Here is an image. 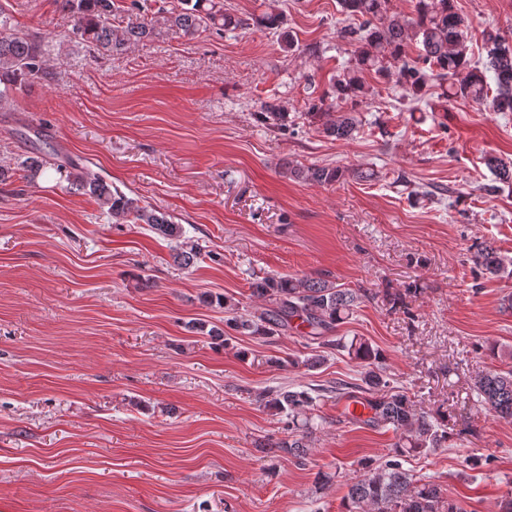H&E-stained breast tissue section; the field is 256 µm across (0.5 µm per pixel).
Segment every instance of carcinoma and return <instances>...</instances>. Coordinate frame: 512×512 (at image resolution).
Instances as JSON below:
<instances>
[{"mask_svg":"<svg viewBox=\"0 0 512 512\" xmlns=\"http://www.w3.org/2000/svg\"><path fill=\"white\" fill-rule=\"evenodd\" d=\"M70 15V36L98 52H123L160 33L177 28L193 36L213 31L223 34L243 22L224 11L221 0H180L181 7L137 24L126 23L121 12L144 10L140 0H130L119 8L115 0H55ZM277 0L257 21L267 29H277L283 15ZM390 0H339L343 12L355 19L340 37L355 46L354 64L330 79V90L318 97L313 108L323 112L322 132L337 140H349L357 131L353 106L368 93L361 77L364 71L385 78L395 75L406 95L416 99L432 86H446L445 97H462L497 112H512V40L498 31L484 32L486 62L483 68L469 65L468 20L458 13L453 0H416L415 15L389 14ZM419 45L411 59L406 48ZM45 38L12 29L10 16L0 7V105L10 92L31 80L50 76ZM260 118L279 129L288 126V112L278 103H267ZM497 183L512 186V163L497 157L487 159ZM66 173L77 189L96 198L115 219L146 224L170 239L183 235L182 225L172 222L155 208L141 204L108 184L102 176L72 157L54 163ZM285 173L318 184L340 179L343 171L329 166L306 169L290 165ZM477 275L512 276L508 262L490 242L475 244L470 256ZM251 296L269 303L259 315H239L238 304L219 296L218 304L235 313L225 323L226 330L209 335L229 339L228 331L272 337L303 327L302 335L328 350H345L364 369L365 387L354 390L342 382L329 388L270 390L261 395L264 406L279 415L285 438L269 439V453H287L303 465L308 457L309 439L314 429L312 411L326 401H346L363 406L367 413L347 412L350 419L372 429L393 432L397 441L381 463L363 461L358 474L347 484L342 512H467L459 502L445 497L444 489L431 480L416 479L403 469L402 460L411 452H430L448 440L447 416L415 409L414 400L402 387L391 385L381 365L382 355L363 338L346 342L336 337V328L359 305L375 299L362 289L346 288L320 276H266L250 283ZM473 391L495 416L512 419V367L483 371L473 379Z\"/></svg>","mask_w":512,"mask_h":512,"instance_id":"cac0c4a2","label":"carcinoma"}]
</instances>
